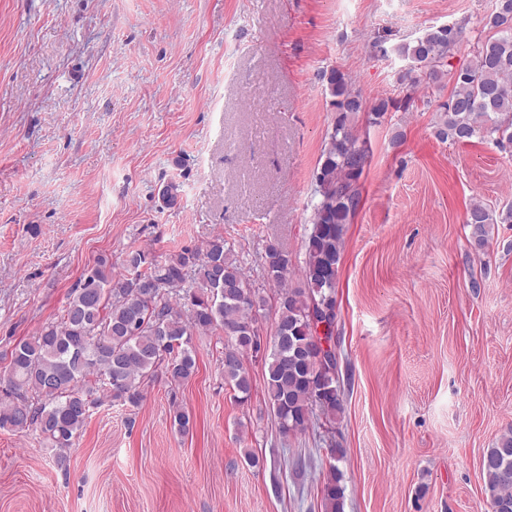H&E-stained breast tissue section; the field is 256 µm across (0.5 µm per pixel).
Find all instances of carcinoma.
<instances>
[{
    "mask_svg": "<svg viewBox=\"0 0 512 512\" xmlns=\"http://www.w3.org/2000/svg\"><path fill=\"white\" fill-rule=\"evenodd\" d=\"M485 26L494 35L477 43L470 63L451 75L444 67L459 28L440 26L401 44L398 52L411 65L399 81L408 108L420 86L451 76L438 137L462 144L479 137L504 149L512 147V0H498ZM327 87L336 117L314 174L319 198L300 283L290 280L292 259L279 247L269 245L262 262L263 278L276 287L277 319L261 360L269 409L285 437L307 431L317 411L331 420L342 412L338 358L322 349L321 338L333 340L345 226L358 209L369 161L353 122L364 111L376 121L395 106L382 100L366 109L336 69L327 74ZM466 224L482 245L489 225L512 224V204L495 215L475 202ZM260 302L221 235L160 259L132 250L118 275L112 258L100 256L72 286L62 314L0 356V429L35 432L62 453L105 400L137 407L159 375L172 383L189 379L196 370L193 337L215 330L224 333V380L244 402L252 389L244 355L259 350ZM482 471L492 512H512L511 426L484 453ZM320 494L324 512H345L336 465H329Z\"/></svg>",
    "mask_w": 512,
    "mask_h": 512,
    "instance_id": "cac0c4a2",
    "label": "carcinoma"
}]
</instances>
